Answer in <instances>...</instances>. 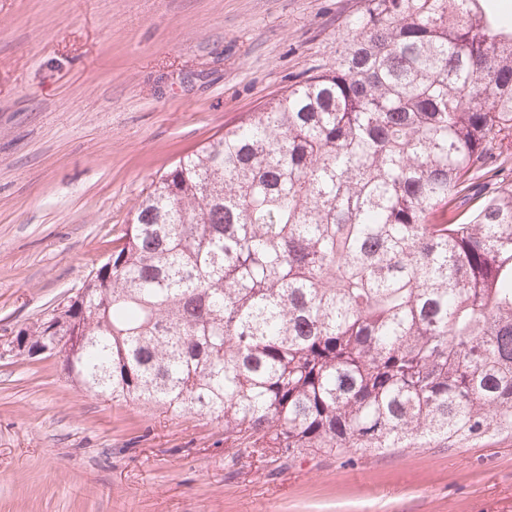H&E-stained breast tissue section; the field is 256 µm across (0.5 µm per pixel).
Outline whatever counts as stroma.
<instances>
[{
	"label": "stroma",
	"instance_id": "obj_1",
	"mask_svg": "<svg viewBox=\"0 0 512 512\" xmlns=\"http://www.w3.org/2000/svg\"><path fill=\"white\" fill-rule=\"evenodd\" d=\"M368 0H0V342L77 292L156 175L334 60ZM0 360V512H512V437L315 455Z\"/></svg>",
	"mask_w": 512,
	"mask_h": 512
}]
</instances>
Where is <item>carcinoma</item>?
<instances>
[{
	"label": "carcinoma",
	"instance_id": "1",
	"mask_svg": "<svg viewBox=\"0 0 512 512\" xmlns=\"http://www.w3.org/2000/svg\"><path fill=\"white\" fill-rule=\"evenodd\" d=\"M336 58L151 182L41 325L93 397L234 458L512 435V26L368 0Z\"/></svg>",
	"mask_w": 512,
	"mask_h": 512
}]
</instances>
